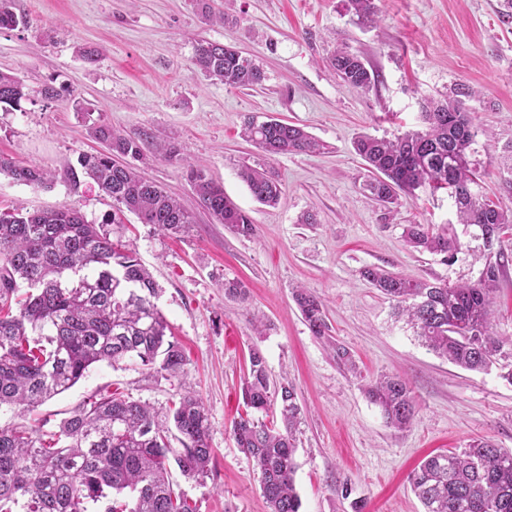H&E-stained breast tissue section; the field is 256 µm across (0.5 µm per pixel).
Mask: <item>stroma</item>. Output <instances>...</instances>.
<instances>
[{
	"label": "stroma",
	"instance_id": "35a3bbf8",
	"mask_svg": "<svg viewBox=\"0 0 512 512\" xmlns=\"http://www.w3.org/2000/svg\"><path fill=\"white\" fill-rule=\"evenodd\" d=\"M208 2L227 8L229 21L206 23L199 0H15L25 23L0 30V72L20 77L29 93L19 106L0 105V154L56 177L43 190L1 175L0 210L66 206L134 246L187 359L168 379L130 360L95 365L35 411L1 412L0 425L57 424L108 387L162 414L191 391L205 407L214 458L209 477H178L181 491L196 512H268L255 462L231 433L247 412L241 387L255 346L272 380L293 384L303 409L295 454L301 512H423L408 477L426 456L474 438L512 452V383L501 376L512 345L488 371L455 366L423 346L362 278L364 267L378 266L412 279L473 283L494 253L478 227L458 223L447 191L419 188L390 212L375 204L362 188L368 172L353 142L423 130L427 100L464 97L479 128L474 190L512 206V170L501 163L512 146V9L505 0H375L376 22L361 26L348 0ZM201 39L252 58L263 85L234 88L195 72ZM341 47L375 71L372 87L340 81L329 60ZM47 86L54 98L42 96ZM250 115L299 125L321 148L267 157L240 135ZM99 124L141 138L135 165L193 215L185 233L164 235L129 212L112 223V200L94 181L66 180L65 163L102 150L88 134ZM164 142L207 166L252 218L253 238L211 219L181 168L156 157ZM245 165L281 183L278 206L253 198L239 176ZM307 212L316 223H301ZM410 224L454 232V260L406 247ZM227 279L244 283L246 301L225 296ZM299 287L323 299L327 337L304 321L293 299ZM253 313L264 315V335L253 333ZM332 340L350 352L356 371L337 360ZM384 374L403 376L413 389L417 413L405 430L390 427L365 392Z\"/></svg>",
	"mask_w": 512,
	"mask_h": 512
}]
</instances>
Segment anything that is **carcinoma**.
I'll return each mask as SVG.
<instances>
[{
    "label": "carcinoma",
    "instance_id": "obj_1",
    "mask_svg": "<svg viewBox=\"0 0 512 512\" xmlns=\"http://www.w3.org/2000/svg\"><path fill=\"white\" fill-rule=\"evenodd\" d=\"M348 3L358 23L374 21V0ZM22 23L12 0H0V30ZM192 66L231 87H253L265 80L262 69L241 51L205 39L197 42ZM331 66L348 86L366 89L375 82L358 55L339 50ZM26 96L19 77L0 72V105H17ZM422 121L423 131L393 139H355L354 150L372 174L367 189L387 210L401 193L425 186L448 191L459 223L478 227L484 243H498L496 260L473 284L414 280L379 267L366 268L363 277L394 302L435 354L463 369L485 372L497 363L505 344L491 331L490 318L494 294L512 263V249L503 247L512 231V207L471 191L477 180L471 155L478 130L462 101L431 102ZM91 133L108 150L80 154L77 165L66 166L70 181L91 178L118 211L164 233L177 235L194 223L192 214L160 184L116 162L119 156L140 157V140L104 124L92 126ZM242 135L269 157L322 147L302 127L272 117L261 122L248 118ZM182 165L214 221L238 235H254L255 225L221 183L198 164L184 159ZM2 174L35 188L53 182L43 169L0 155ZM239 176L258 202L278 204L280 184L266 173L245 166ZM404 242L441 256L445 264L460 247L455 235L429 224L408 225ZM156 295L155 280L135 252L77 211H0V409L31 411L73 387L100 362L134 360L163 378L183 372L184 352L168 337L169 324L154 302ZM295 302L310 330L326 335L320 297L299 290ZM367 395L395 429L407 428L415 417L412 388L399 375L376 379ZM242 396L245 407L258 412L279 401L282 426L247 415L234 423L232 432L237 447L256 462L269 512H300L294 472L301 408L295 389L274 382L263 354L254 349ZM173 439L180 447H171ZM212 462L208 417L195 394L181 397L161 419L149 405L122 392L99 393L70 411L55 431L42 424L0 426V512H92L90 505L110 491L127 494L131 503L114 500L103 512H195L174 488L170 468L203 479ZM409 481L424 512H512V453L485 439L460 452L427 458Z\"/></svg>",
    "mask_w": 512,
    "mask_h": 512
}]
</instances>
